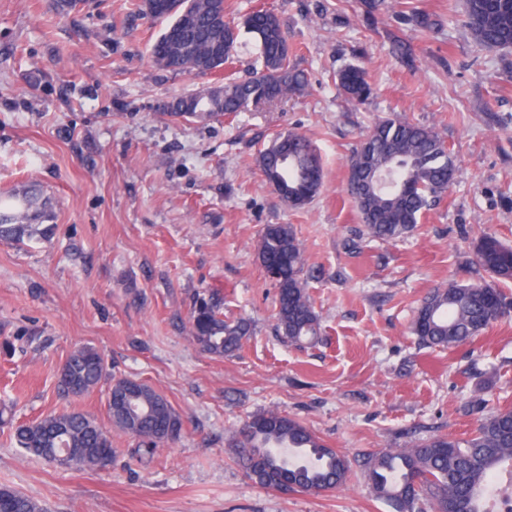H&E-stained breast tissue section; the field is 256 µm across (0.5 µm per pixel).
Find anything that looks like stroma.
<instances>
[{"label":"stroma","mask_w":512,"mask_h":512,"mask_svg":"<svg viewBox=\"0 0 512 512\" xmlns=\"http://www.w3.org/2000/svg\"><path fill=\"white\" fill-rule=\"evenodd\" d=\"M140 0H0V193L33 185L52 201L51 240L0 242V400L16 421L75 408L107 423V385L67 398L70 352L96 348L110 373L147 383L183 420L180 438L140 457L113 431L106 469L63 468L0 431V487L45 512H389L358 466L434 434L465 436L512 406V315L466 346L418 344L411 325L432 288L477 280L473 246L512 247V49L482 52L464 0H400L437 19L434 33L367 14L364 0H226V21L257 9L282 19L304 93L218 121L168 120L163 103L244 77L257 48L240 33L225 74L171 73L151 58L160 24ZM365 69L368 100L336 86ZM439 131L458 171L405 238L365 235L345 192L347 161L391 115ZM305 135L324 165L304 208L266 185L257 157L279 133ZM269 224L291 225L316 343L276 332L277 290L258 258ZM219 302L251 334L231 356L200 351L194 305ZM303 423L352 462L346 485L306 494L251 480L230 446L252 415Z\"/></svg>","instance_id":"35a3bbf8"}]
</instances>
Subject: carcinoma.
<instances>
[{"label": "carcinoma", "instance_id": "cac0c4a2", "mask_svg": "<svg viewBox=\"0 0 512 512\" xmlns=\"http://www.w3.org/2000/svg\"><path fill=\"white\" fill-rule=\"evenodd\" d=\"M225 0H171L169 12L158 19V40L170 55L154 64L173 73L212 74L224 69L238 43V27L224 21ZM243 27L258 47L262 67L245 81L224 82V97L202 89L185 94L203 112L169 105L163 115L173 121L219 119L249 105L283 101L307 86L303 71L291 65L292 50L281 18L269 10H254ZM463 26L475 46L487 52L512 48V0H465ZM336 83L357 104L370 95L364 69L348 64L336 73ZM258 165L266 183L292 208H303L320 192L324 171L315 145L305 136L279 134L260 153ZM346 190L366 233L381 240L405 237L422 214L439 200L455 180L452 152L434 129L397 115L376 124L353 150L348 162ZM27 211L0 221V241L23 243L45 240L52 224H37L31 213L45 216V203L25 192ZM260 261L282 259L277 288L276 329L291 344L313 341L320 317L306 289L304 253L286 224H271L260 235ZM475 261L491 278L483 282H451L428 292L416 311L412 333L419 344L448 350L483 334L512 312V303L496 283L512 280V248L486 236L475 247ZM192 335L199 348L224 356L241 348L250 335L245 320L224 321L217 303L204 301L192 314ZM60 375L79 383L82 396L108 376L99 352L91 346L74 350ZM109 423L137 441L147 454L180 436L183 422L169 401L150 385L128 378L113 379L108 391ZM0 427L10 431L15 445L60 467H98L112 451V433L95 418L76 410H62L28 423H16L0 409ZM233 446L249 478L274 489L283 484L309 494L343 485L351 471L343 453L324 444L299 421L275 412L250 417L235 432ZM364 477L376 497L393 512H424L431 498L435 512H487L486 501L496 479L512 477V407L482 418L465 438L433 435L402 451L368 457ZM0 512H44L31 498L0 487Z\"/></svg>", "mask_w": 512, "mask_h": 512}]
</instances>
